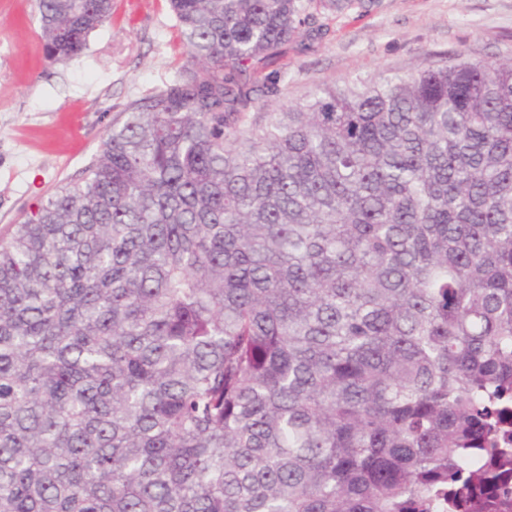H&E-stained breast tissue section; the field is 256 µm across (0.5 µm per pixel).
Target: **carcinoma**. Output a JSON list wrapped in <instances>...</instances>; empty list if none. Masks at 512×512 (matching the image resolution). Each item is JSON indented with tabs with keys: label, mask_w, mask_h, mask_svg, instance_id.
Returning <instances> with one entry per match:
<instances>
[{
	"label": "carcinoma",
	"mask_w": 512,
	"mask_h": 512,
	"mask_svg": "<svg viewBox=\"0 0 512 512\" xmlns=\"http://www.w3.org/2000/svg\"><path fill=\"white\" fill-rule=\"evenodd\" d=\"M187 61L0 237V512H404L512 386V60L256 112L304 0ZM69 59L112 0H38Z\"/></svg>",
	"instance_id": "obj_1"
}]
</instances>
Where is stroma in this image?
I'll list each match as a JSON object with an SVG mask.
<instances>
[{
	"mask_svg": "<svg viewBox=\"0 0 512 512\" xmlns=\"http://www.w3.org/2000/svg\"><path fill=\"white\" fill-rule=\"evenodd\" d=\"M112 0L85 50L46 58L37 0H0V233L76 182L127 102L174 81L185 62L167 0ZM302 38L268 61L266 99L288 107L316 85H344L452 60L512 58V0H361L342 12L308 0Z\"/></svg>",
	"mask_w": 512,
	"mask_h": 512,
	"instance_id": "1",
	"label": "stroma"
}]
</instances>
